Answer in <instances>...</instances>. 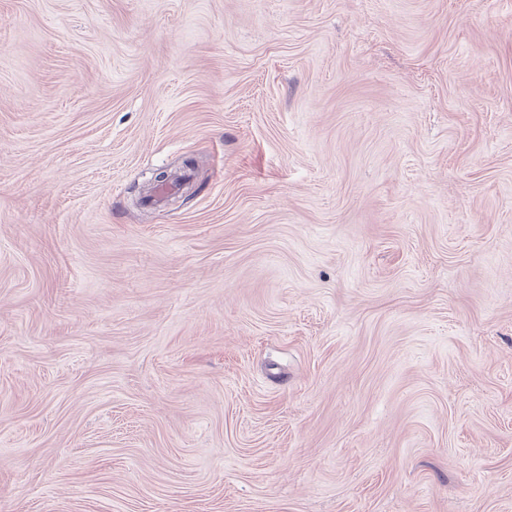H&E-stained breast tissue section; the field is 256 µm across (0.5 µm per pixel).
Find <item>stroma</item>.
Returning a JSON list of instances; mask_svg holds the SVG:
<instances>
[{"instance_id":"35a3bbf8","label":"stroma","mask_w":512,"mask_h":512,"mask_svg":"<svg viewBox=\"0 0 512 512\" xmlns=\"http://www.w3.org/2000/svg\"><path fill=\"white\" fill-rule=\"evenodd\" d=\"M0 512H512V0H0Z\"/></svg>"}]
</instances>
